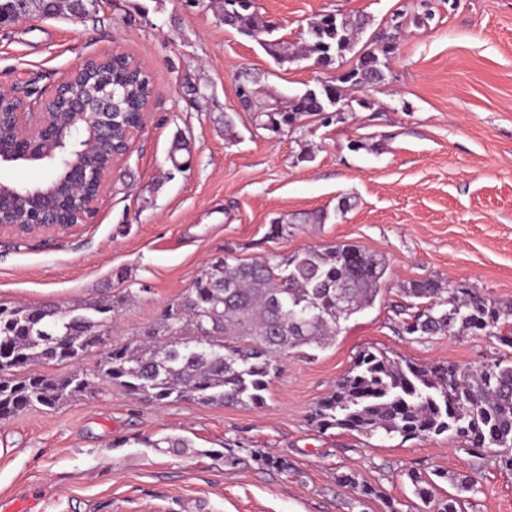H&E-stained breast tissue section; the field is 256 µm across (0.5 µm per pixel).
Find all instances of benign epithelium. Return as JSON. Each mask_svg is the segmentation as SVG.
<instances>
[{
	"instance_id": "benign-epithelium-1",
	"label": "benign epithelium",
	"mask_w": 512,
	"mask_h": 512,
	"mask_svg": "<svg viewBox=\"0 0 512 512\" xmlns=\"http://www.w3.org/2000/svg\"><path fill=\"white\" fill-rule=\"evenodd\" d=\"M111 55L87 57L78 63L44 98L41 106L55 105L67 115L59 122H46L40 112H13L15 131L0 138V164L26 162L47 168L49 177L35 189L0 181V232L16 236L68 232L78 224L63 217L67 211L93 220L114 166L135 145L143 129L149 104H144L137 125L126 130V148L103 160L98 140L122 125V109L112 84L104 85L91 100L72 90L71 84L89 62L105 63Z\"/></svg>"
}]
</instances>
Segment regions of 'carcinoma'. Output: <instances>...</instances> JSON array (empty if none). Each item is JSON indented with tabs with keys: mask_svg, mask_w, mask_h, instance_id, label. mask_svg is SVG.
Masks as SVG:
<instances>
[{
	"mask_svg": "<svg viewBox=\"0 0 512 512\" xmlns=\"http://www.w3.org/2000/svg\"><path fill=\"white\" fill-rule=\"evenodd\" d=\"M253 7V0H239L230 27L248 36L263 33ZM93 8L94 0H0V15L23 12L46 18L70 10L86 16ZM365 25L358 17L324 14L310 22L305 52L315 56V63L329 66L350 49ZM396 38L395 32L384 38L382 54L360 56L358 66L340 83H324L293 97L286 112L257 98L247 81L239 86V98L255 110L259 125L277 132L325 111L333 97L346 99L351 91L381 80ZM129 62L122 55L110 68L91 69L85 84L92 91L106 79L125 82L122 109L131 121L145 103L147 77L126 76ZM386 273L383 257L352 244L309 248L291 256L271 252L248 262L217 258L138 340L108 351L92 374L57 379L35 372L17 377L14 371L81 359L108 331L122 300L69 309L0 306V419L39 406L55 407L88 391L97 380L159 404L194 399L261 407L280 371L279 358L326 345L341 322L374 304ZM402 292L410 302L396 311L406 315L402 329L410 336L470 332L512 345L500 325L505 312L478 294L449 292L429 280L411 282ZM58 336L69 337V343H57ZM312 421L322 431L340 429L367 438L427 440L446 434L480 463L512 471V363L421 365L366 349L317 402ZM255 458L281 472L293 469L286 456L257 451ZM408 477L423 505L419 512H465L466 499L460 493L474 491L476 484L471 475L437 470L432 477L414 472ZM436 477L449 478L458 494L437 497ZM336 481L361 499H382L388 512H399L394 500L359 481L354 472L338 473Z\"/></svg>",
	"mask_w": 512,
	"mask_h": 512,
	"instance_id": "1",
	"label": "carcinoma"
}]
</instances>
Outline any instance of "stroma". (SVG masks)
Listing matches in <instances>:
<instances>
[{
  "instance_id": "1",
  "label": "stroma",
  "mask_w": 512,
  "mask_h": 512,
  "mask_svg": "<svg viewBox=\"0 0 512 512\" xmlns=\"http://www.w3.org/2000/svg\"><path fill=\"white\" fill-rule=\"evenodd\" d=\"M255 3L273 38L296 48L321 15L368 24L327 67L278 61L224 25L220 0H98L82 24L60 13L0 27V85L28 100L85 57L112 52L144 62L153 85L144 128L110 174L94 223L0 234V304L122 298L101 345L39 367L62 377L94 372L218 257L353 244L385 258L381 298L324 348L281 358L260 408L193 399L160 407L98 381L57 407L0 419V512L24 497L32 512H386L385 499L360 501L338 484L342 471L411 512V469L474 476L473 512H512V472L474 462L448 437L369 439L309 420L366 347L463 367L512 357V347L479 334L409 336L393 311L403 286L422 280L473 288L512 309V0H429L434 17L420 24L416 0ZM397 14L398 49L358 104L272 132L241 102L247 78L283 104L336 81L378 48ZM193 84L207 101L195 102ZM177 139L182 173L168 160ZM278 222L287 237L270 236ZM163 436L189 445L152 447ZM226 448L238 465H225ZM258 450L287 456L292 470L262 465Z\"/></svg>"
}]
</instances>
